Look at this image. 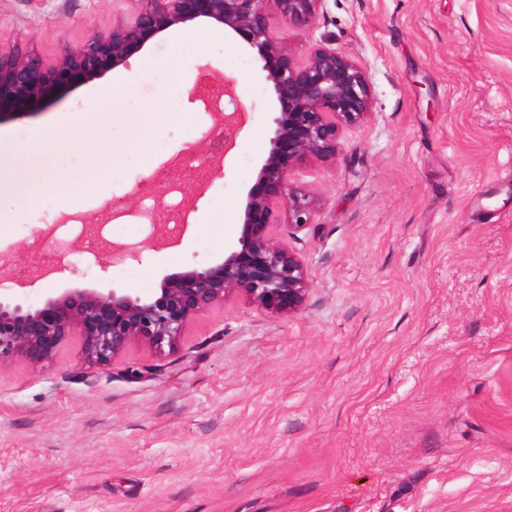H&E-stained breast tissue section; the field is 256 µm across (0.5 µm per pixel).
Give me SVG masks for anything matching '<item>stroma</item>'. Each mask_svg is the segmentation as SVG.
<instances>
[{
  "label": "stroma",
  "mask_w": 512,
  "mask_h": 512,
  "mask_svg": "<svg viewBox=\"0 0 512 512\" xmlns=\"http://www.w3.org/2000/svg\"><path fill=\"white\" fill-rule=\"evenodd\" d=\"M137 8L0 0V50L50 62ZM184 35L205 43L186 99L144 68ZM321 39L363 67L373 107L336 165L291 173L320 200L306 230L277 229L309 273L302 306L230 298L194 319L184 361L157 378L131 377L164 360L139 344L106 366L75 341L46 361L1 359L0 512H512V0H326L313 36L291 37L294 57ZM214 53L223 70L203 71ZM228 76L248 118L227 153ZM118 77L115 110L137 93L192 121L153 136L152 169L127 163L48 239L16 212L0 276L25 282L27 304L145 294L237 243L279 105L222 26L171 29L37 111L0 115V140L81 111ZM200 161L217 172L203 187L185 176ZM172 170L174 193L157 179ZM113 243L140 259L113 262ZM90 249L99 263L78 261ZM61 260L69 270L41 277Z\"/></svg>",
  "instance_id": "stroma-1"
}]
</instances>
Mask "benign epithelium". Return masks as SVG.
<instances>
[{
    "mask_svg": "<svg viewBox=\"0 0 512 512\" xmlns=\"http://www.w3.org/2000/svg\"><path fill=\"white\" fill-rule=\"evenodd\" d=\"M129 21L90 31L53 63L33 50L0 54V115L33 111L67 86L91 82L126 63L130 53L174 26L200 19L245 38L280 105L258 188L247 195L237 244L214 264L164 277L157 291L67 289L41 306L18 302L16 289L0 292V359L14 354L50 360L67 342L79 341L85 361L106 365L133 344L175 351L197 316L240 296L267 310L299 309L310 287L302 258L275 235L287 222L300 232L314 224L319 200L291 183L294 167L332 166L343 151L348 126L366 120L372 89L349 55L325 43L301 60L288 44L291 33L311 34L325 0H138ZM241 112L224 114V153L242 129Z\"/></svg>",
    "mask_w": 512,
    "mask_h": 512,
    "instance_id": "1",
    "label": "benign epithelium"
}]
</instances>
